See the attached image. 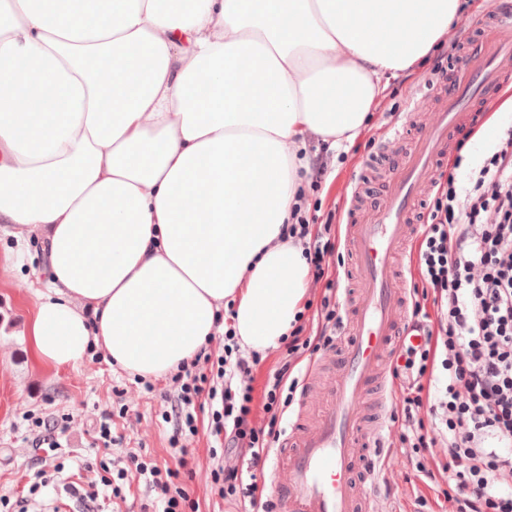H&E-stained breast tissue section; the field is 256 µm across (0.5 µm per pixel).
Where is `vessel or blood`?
<instances>
[{"instance_id":"obj_1","label":"vessel or blood","mask_w":512,"mask_h":512,"mask_svg":"<svg viewBox=\"0 0 512 512\" xmlns=\"http://www.w3.org/2000/svg\"><path fill=\"white\" fill-rule=\"evenodd\" d=\"M478 32L455 53L446 72L409 98L389 127L384 144L422 130L405 160L383 177L384 196L365 206L360 190L346 203L345 317L351 338L341 345L338 375L322 377L321 362L308 368L298 409L270 456L269 498L275 512H371L376 475L387 444V394L393 360L409 339L410 293L406 254L418 235L416 221L426 191L437 181V164L456 144L460 128L478 125L485 109L512 86V0H498L480 17ZM437 104L432 124L422 105ZM376 394V413L366 420L357 408ZM287 482H280V472Z\"/></svg>"}]
</instances>
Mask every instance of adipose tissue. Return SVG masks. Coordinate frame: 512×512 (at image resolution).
<instances>
[{
    "label": "adipose tissue",
    "mask_w": 512,
    "mask_h": 512,
    "mask_svg": "<svg viewBox=\"0 0 512 512\" xmlns=\"http://www.w3.org/2000/svg\"><path fill=\"white\" fill-rule=\"evenodd\" d=\"M461 0H0V223L46 241L29 336L62 367L189 361L233 309L278 348L310 266L281 240L316 143L354 142L385 73Z\"/></svg>",
    "instance_id": "ef3b65f1"
}]
</instances>
